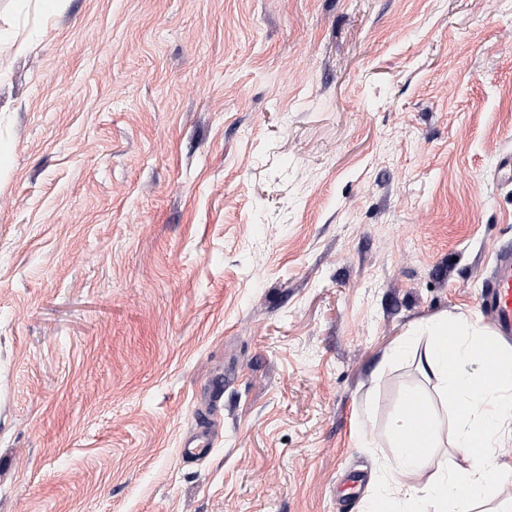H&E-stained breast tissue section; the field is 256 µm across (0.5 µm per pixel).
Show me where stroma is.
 <instances>
[{"instance_id": "stroma-1", "label": "stroma", "mask_w": 512, "mask_h": 512, "mask_svg": "<svg viewBox=\"0 0 512 512\" xmlns=\"http://www.w3.org/2000/svg\"><path fill=\"white\" fill-rule=\"evenodd\" d=\"M0 15V512H367L411 388L465 467L390 352L492 325L512 0Z\"/></svg>"}]
</instances>
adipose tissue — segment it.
<instances>
[{"label": "adipose tissue", "instance_id": "obj_1", "mask_svg": "<svg viewBox=\"0 0 512 512\" xmlns=\"http://www.w3.org/2000/svg\"><path fill=\"white\" fill-rule=\"evenodd\" d=\"M420 329L429 338L422 367L452 399V446L468 464L433 468L429 450L439 421L428 415L425 430L414 433L408 406L423 397L407 391L390 428L397 453L369 512H399L403 505L408 512H474L485 503L489 512H512L511 502L495 499L502 481L497 450L512 439V344L462 314L426 320Z\"/></svg>", "mask_w": 512, "mask_h": 512}]
</instances>
